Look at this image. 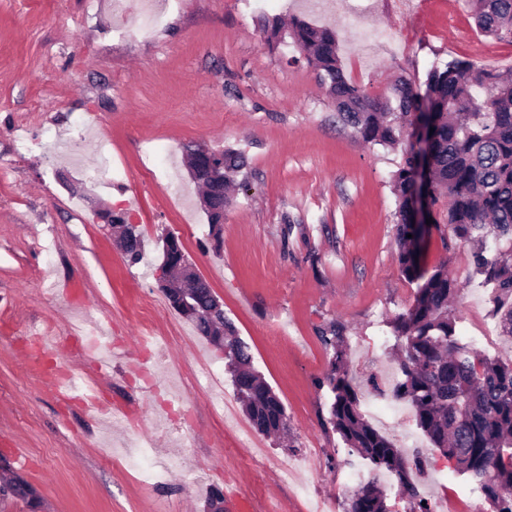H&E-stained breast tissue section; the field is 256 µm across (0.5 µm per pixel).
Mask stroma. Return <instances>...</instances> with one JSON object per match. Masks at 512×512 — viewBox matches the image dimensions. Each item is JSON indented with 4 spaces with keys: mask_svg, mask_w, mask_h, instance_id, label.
<instances>
[{
    "mask_svg": "<svg viewBox=\"0 0 512 512\" xmlns=\"http://www.w3.org/2000/svg\"><path fill=\"white\" fill-rule=\"evenodd\" d=\"M143 2L0 0V512H203L228 479L249 512H308L313 502L345 512L351 472L374 469L329 422L332 353L320 336L332 328L346 338L365 418L386 410L379 432L417 459L421 497L476 512L484 499L475 484L392 396L401 374L390 322L415 302L397 263L390 187L405 147L369 145L345 126L298 48L268 46L258 20L333 30L348 77L382 96L451 58L512 76V44L476 27L469 0H334L325 16L305 0H155L163 16L147 33ZM81 119L89 127L75 161L64 148ZM190 145L233 149L247 163L217 246L186 166ZM111 213L142 232L139 263L107 235ZM168 232L286 408L288 437H263V456L234 425L244 414L224 357L162 292L155 242ZM472 253L435 231L421 263L447 265L458 288V342L511 364L512 338L472 283ZM63 281L72 295L53 291ZM36 327L59 338L48 367L80 380L95 370L90 352L108 348L102 397L112 417L56 400L27 368L21 339ZM206 368L219 379L198 384ZM218 393L234 421L214 407ZM138 433L159 464L149 477L120 450ZM15 448L27 449L25 464ZM284 464L304 469V491L280 480ZM377 474L387 505L402 512L395 477ZM16 476L34 502L5 493Z\"/></svg>",
    "mask_w": 512,
    "mask_h": 512,
    "instance_id": "1",
    "label": "stroma"
}]
</instances>
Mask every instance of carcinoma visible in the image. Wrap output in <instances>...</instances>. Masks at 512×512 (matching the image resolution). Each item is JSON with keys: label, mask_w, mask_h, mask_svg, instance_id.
Instances as JSON below:
<instances>
[{"label": "carcinoma", "mask_w": 512, "mask_h": 512, "mask_svg": "<svg viewBox=\"0 0 512 512\" xmlns=\"http://www.w3.org/2000/svg\"><path fill=\"white\" fill-rule=\"evenodd\" d=\"M479 29L512 43V0H471ZM269 43L289 36L328 85L336 112L371 145L393 146L404 128L416 123L429 143L430 160L421 181L415 180L419 153L409 144L403 163L392 174L396 202L398 265L417 285L414 305L391 321L400 342L403 379L394 397L414 410L418 428L433 447L455 460L456 471L480 486L491 512H512V364L505 365L459 344L456 318L448 302L456 295L445 265L428 271L416 261L420 225L414 220L416 196L437 205L433 225L472 244L473 278L490 289L491 315L502 335L512 337V79L473 62L452 58L433 66L416 85L400 79L390 95L378 98L354 85L337 52L335 33L295 19L288 29L266 20ZM224 184L243 173L242 155L222 151ZM127 261L143 257L144 238L133 224H120ZM509 247H498L501 240ZM206 339L224 330L228 372L252 427L267 436L288 431L280 399L252 364L250 346L224 314L211 315L202 303L191 320ZM332 350L327 381L334 394L329 423L362 458L392 472L407 499V512H431L422 505L411 481V462L362 415L357 392L348 379L344 337L331 329L321 336ZM346 512H390L382 493L356 490Z\"/></svg>", "instance_id": "obj_1"}]
</instances>
